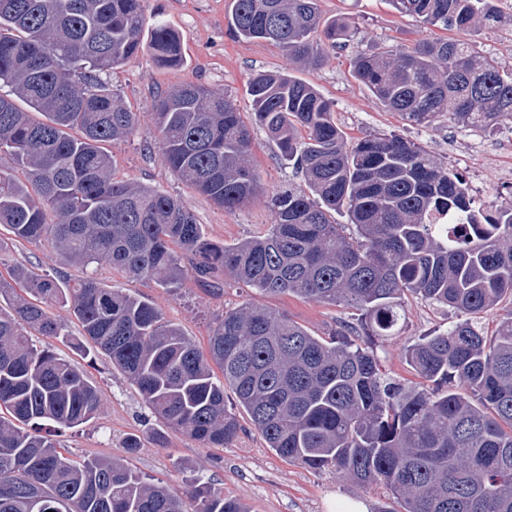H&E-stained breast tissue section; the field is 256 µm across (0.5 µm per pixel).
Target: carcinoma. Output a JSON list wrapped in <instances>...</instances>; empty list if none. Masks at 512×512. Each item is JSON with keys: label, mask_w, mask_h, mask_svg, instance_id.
Here are the masks:
<instances>
[{"label": "carcinoma", "mask_w": 512, "mask_h": 512, "mask_svg": "<svg viewBox=\"0 0 512 512\" xmlns=\"http://www.w3.org/2000/svg\"><path fill=\"white\" fill-rule=\"evenodd\" d=\"M143 2L0 0V86L10 88L0 94V226L69 265L106 262L164 288L230 279L360 317L323 338L245 301L202 350L151 302L92 273L71 283L15 268L0 277V512H247L209 480L178 492L116 459H72L42 433L43 422L87 424L100 405L82 370L30 341L62 335L49 301L78 320L75 349L107 358L148 409L204 447L238 434L228 385L289 462L380 485L402 512H512V306L493 336L480 323L512 301V202L476 206L461 175L396 135L348 141L313 83L263 72L248 85L253 122L301 184L272 196L266 234L210 240L177 198L117 178L102 147L141 125L103 75L145 50L160 67L186 63L179 33L148 21ZM392 2L457 36L361 52L354 78L410 122L441 112L483 131L511 122L512 65L471 39L512 24L497 0ZM228 31L303 68L356 34L345 19H324L319 0H231ZM153 116L171 171L215 205L231 213L262 190L231 96L181 84L155 97ZM408 296L457 317L406 351L427 387L385 375L374 351L400 332Z\"/></svg>", "instance_id": "1"}]
</instances>
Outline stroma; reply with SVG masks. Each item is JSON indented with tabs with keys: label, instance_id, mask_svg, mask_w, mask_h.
<instances>
[{
	"label": "stroma",
	"instance_id": "35a3bbf8",
	"mask_svg": "<svg viewBox=\"0 0 512 512\" xmlns=\"http://www.w3.org/2000/svg\"><path fill=\"white\" fill-rule=\"evenodd\" d=\"M229 0H146L147 15L160 16L183 37L186 63L162 68L149 53L120 66L107 78L114 93L141 115V129L130 138L109 144L117 177L147 185L180 198L201 224L207 238L227 245L264 233L275 221L271 207L274 193L297 185L292 169L278 164L276 148L260 127H252L251 156L264 191L245 207L226 213L207 197L182 183L168 168L150 133L152 105L162 90L186 82L197 83L217 94H228L239 111L251 110L246 89L259 72L292 74L313 82L335 104L336 121L349 137L370 133L397 135L411 140L448 164L467 180L476 205L487 207L512 199V123L481 133L449 122L439 114L424 124L405 121L387 111L351 72V61L372 46L410 45L431 37L414 17L398 13L389 0H320L323 17L345 18L357 28L346 48L327 52L314 71L300 67L279 48L261 39H235L228 34ZM23 266L40 274H64L69 280L94 272L112 288L147 298L165 322L179 326L199 348H206L210 332L224 311L243 301L271 307L308 329L327 336L341 322L357 320L354 310L329 306L293 296L269 298L254 290L226 282L221 293H212L186 282L164 288L151 281L132 280L105 264L90 268L63 264L49 249L18 243L9 233L0 234V274ZM406 322L401 335L378 343L376 353L383 370L405 382L419 378L404 358L407 345L423 334L450 326L446 308L419 298L405 301ZM37 346L52 345L70 358L99 386L101 410L90 424L59 428L55 438L74 456H125L123 440L138 436L140 448L129 457L134 469L180 490L190 476H200L222 487L225 497L239 500L251 512H340L348 501L362 503L365 512H393L396 501L380 487L361 486L329 471H313L280 458L267 448L248 415L236 405L232 390H225L227 409L235 414L239 436L221 448H205L170 429L143 405L135 387L104 358H84L69 343L44 336Z\"/></svg>",
	"mask_w": 512,
	"mask_h": 512
}]
</instances>
